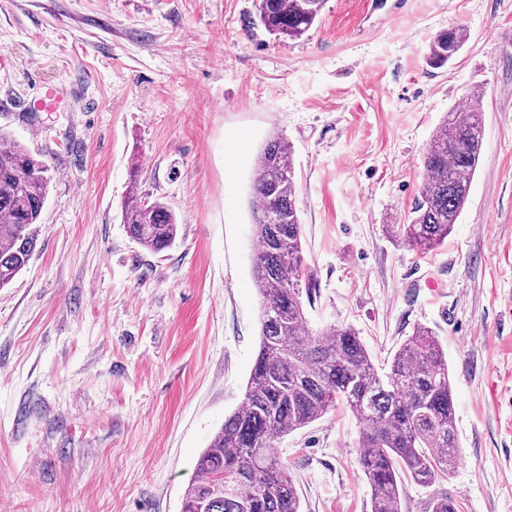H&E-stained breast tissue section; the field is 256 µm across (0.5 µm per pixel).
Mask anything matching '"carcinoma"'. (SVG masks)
<instances>
[{"mask_svg": "<svg viewBox=\"0 0 512 512\" xmlns=\"http://www.w3.org/2000/svg\"><path fill=\"white\" fill-rule=\"evenodd\" d=\"M323 0H259L258 19L278 38L304 35ZM467 33L451 27L429 47L427 63L453 61ZM480 92L464 110L446 113L423 156V187L405 243L420 252L441 245L468 201L481 159ZM50 167L21 143L0 135V288L26 267L36 247ZM292 146L270 138L253 181L252 281L260 298L257 356L238 407L197 459L182 512H302L278 439L342 406L362 427L359 463L371 489V512H401L404 481L432 485L459 459L448 359L435 332L416 326L380 372L351 328L314 332L302 301L304 263ZM129 236L160 252L178 232L174 213L130 185L122 207ZM431 512H459L444 495Z\"/></svg>", "mask_w": 512, "mask_h": 512, "instance_id": "cac0c4a2", "label": "carcinoma"}]
</instances>
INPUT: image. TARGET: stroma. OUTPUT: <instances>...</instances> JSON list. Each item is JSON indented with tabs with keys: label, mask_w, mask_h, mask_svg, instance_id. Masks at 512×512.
<instances>
[{
	"label": "stroma",
	"mask_w": 512,
	"mask_h": 512,
	"mask_svg": "<svg viewBox=\"0 0 512 512\" xmlns=\"http://www.w3.org/2000/svg\"><path fill=\"white\" fill-rule=\"evenodd\" d=\"M258 0H0V132L51 166L36 249L0 288V512H182L194 465L241 402L259 341L255 158L293 147L313 329L375 360L435 332L459 460L404 484L512 512V0H325L301 38ZM468 40L441 68L435 36ZM480 91L469 200L424 255L391 225L420 196L435 127ZM40 128V140L31 137ZM138 191L179 224L155 253L121 219ZM343 408L280 440L302 512H371Z\"/></svg>",
	"instance_id": "stroma-1"
}]
</instances>
